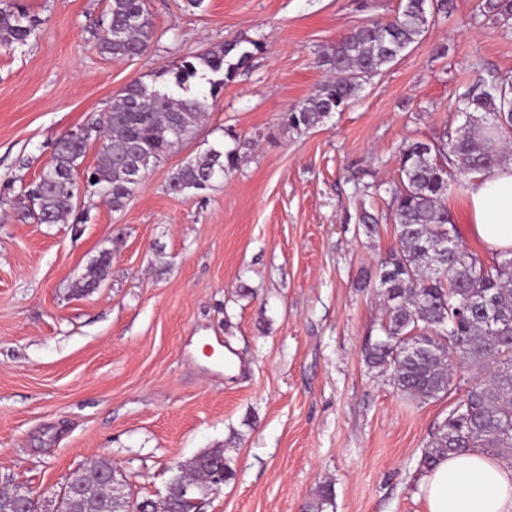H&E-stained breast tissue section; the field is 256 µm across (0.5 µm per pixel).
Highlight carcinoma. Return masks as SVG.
Instances as JSON below:
<instances>
[{
	"label": "carcinoma",
	"instance_id": "carcinoma-1",
	"mask_svg": "<svg viewBox=\"0 0 512 512\" xmlns=\"http://www.w3.org/2000/svg\"><path fill=\"white\" fill-rule=\"evenodd\" d=\"M451 0H403L401 10L387 22H372L344 35L326 56L331 76L302 103L288 109V125L312 128L330 114L341 112L358 97L363 83L396 62L419 42L430 19L451 12ZM480 15L504 31L512 28V0H486ZM110 34L99 40V52L114 59L142 55L154 36L146 0H109ZM39 25L13 4H0V44H24ZM227 42L186 60L173 79L157 87L159 95H143L144 83L133 81L116 96L102 129L105 140L97 163L86 171L91 186L115 211L122 210L137 182L130 170L150 154L162 159L195 135L209 111L207 98L191 92L196 80L210 84L211 96L261 50ZM457 108L469 115L465 130L444 132L438 139L415 141L401 152L400 186L390 190V210L399 247L381 263L379 287L385 315L370 344L367 363L388 376L403 396L420 403L463 391L459 401L431 435L418 470L432 469L450 454L471 450L512 461V251L484 260L466 249L448 250V194L465 184L454 170L481 173L512 157V74L481 77L457 97ZM88 138H60L38 178L24 189L40 224L68 221L74 211L75 170ZM234 152L210 147L171 173L169 189L185 194L205 188L235 164ZM110 258L103 255L77 280L76 288L98 287L107 276ZM480 374L475 381H454L448 355ZM224 459V449L209 448L179 464L167 493L157 501L131 498L126 489L112 496L96 470L98 459L76 469L62 490L59 512H71L69 502L81 494L88 512H143L156 503L163 512H193L195 505L180 492L192 484L198 498L213 483L210 465ZM330 483L318 487L305 512H325L333 504Z\"/></svg>",
	"mask_w": 512,
	"mask_h": 512
}]
</instances>
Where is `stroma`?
<instances>
[{
    "mask_svg": "<svg viewBox=\"0 0 512 512\" xmlns=\"http://www.w3.org/2000/svg\"><path fill=\"white\" fill-rule=\"evenodd\" d=\"M16 3L40 24L0 45V480L57 493L104 455L132 498L156 499L172 466L221 446L235 477L201 512H304L324 483L326 512H425L418 461L452 400L409 401L367 364L384 300L358 281L398 246L401 148L459 126L456 98L486 71L512 72V31L454 0L344 111L296 129L283 115L326 80L330 48L401 0H147L155 35L124 60L97 49L108 0ZM234 40L262 50L124 209L85 187L79 224L22 207L65 132ZM212 145L238 150L234 170L169 191ZM356 176L380 194L355 193ZM105 254V280L75 292Z\"/></svg>",
    "mask_w": 512,
    "mask_h": 512,
    "instance_id": "35a3bbf8",
    "label": "stroma"
}]
</instances>
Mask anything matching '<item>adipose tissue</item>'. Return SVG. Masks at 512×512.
I'll return each instance as SVG.
<instances>
[{"instance_id": "adipose-tissue-1", "label": "adipose tissue", "mask_w": 512, "mask_h": 512, "mask_svg": "<svg viewBox=\"0 0 512 512\" xmlns=\"http://www.w3.org/2000/svg\"><path fill=\"white\" fill-rule=\"evenodd\" d=\"M471 232L490 254L512 250V165L477 174L466 192ZM426 512H512V466L476 452L422 478Z\"/></svg>"}]
</instances>
